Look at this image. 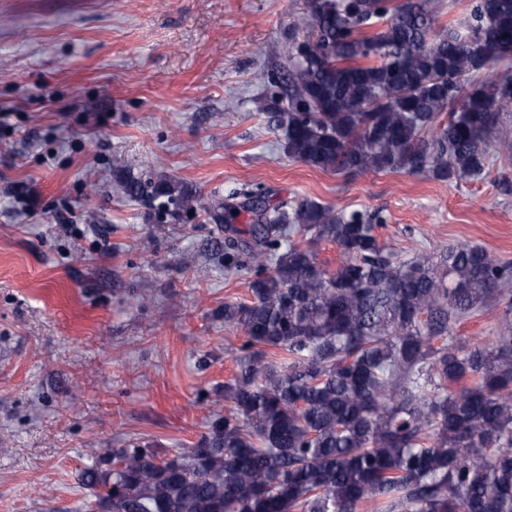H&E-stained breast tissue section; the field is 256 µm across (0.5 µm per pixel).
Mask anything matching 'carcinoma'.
I'll use <instances>...</instances> for the list:
<instances>
[{
  "instance_id": "carcinoma-1",
  "label": "carcinoma",
  "mask_w": 512,
  "mask_h": 512,
  "mask_svg": "<svg viewBox=\"0 0 512 512\" xmlns=\"http://www.w3.org/2000/svg\"><path fill=\"white\" fill-rule=\"evenodd\" d=\"M439 0H308L286 87L266 110L289 157L345 172L484 177L512 157V0H471L439 23ZM448 121L436 124L442 113ZM160 219L201 205L173 180L129 176ZM224 269H248L250 300L217 317L246 335L224 382L230 413L174 454L117 448L81 471L100 512H512V262L478 246L403 261L379 215L262 190L211 206ZM250 223L241 226V213ZM297 233L339 248L321 265ZM492 343L432 340L489 301Z\"/></svg>"
}]
</instances>
